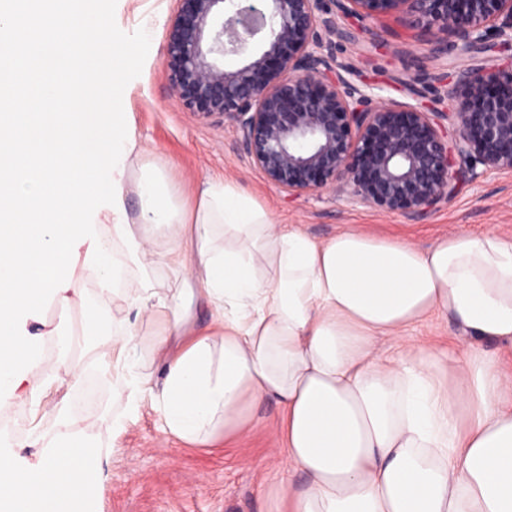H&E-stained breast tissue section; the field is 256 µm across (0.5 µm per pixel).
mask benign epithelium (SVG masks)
Returning <instances> with one entry per match:
<instances>
[{
    "instance_id": "obj_1",
    "label": "benign epithelium",
    "mask_w": 512,
    "mask_h": 512,
    "mask_svg": "<svg viewBox=\"0 0 512 512\" xmlns=\"http://www.w3.org/2000/svg\"><path fill=\"white\" fill-rule=\"evenodd\" d=\"M162 67L199 117L224 118L243 153L288 194L331 191L348 201L416 215L478 173L512 171V62L466 71L450 98L451 130L435 112L378 101L332 74L340 35L324 0H177ZM380 22L394 15L422 45L448 53L497 39L512 49V0H333ZM245 56L234 68L224 57Z\"/></svg>"
}]
</instances>
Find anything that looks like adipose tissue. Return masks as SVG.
Wrapping results in <instances>:
<instances>
[{"label":"adipose tissue","mask_w":512,"mask_h":512,"mask_svg":"<svg viewBox=\"0 0 512 512\" xmlns=\"http://www.w3.org/2000/svg\"><path fill=\"white\" fill-rule=\"evenodd\" d=\"M136 53L85 0H0V394L37 410L77 383L68 371L33 382L38 349L17 325L81 271L96 288L86 349L111 360L117 398L149 395L164 432L212 446L253 406H280L282 453L306 477L287 512H512V374L481 347L512 346V239L318 240L228 180L201 182L182 207L155 165L134 169L139 142L112 108ZM110 244L139 278L116 284ZM160 258L179 287L147 278ZM117 300L162 320L159 387L134 326L106 313ZM435 313L471 338L461 358L378 350ZM55 411L35 467L0 449V512H93L105 450L65 401Z\"/></svg>","instance_id":"adipose-tissue-1"}]
</instances>
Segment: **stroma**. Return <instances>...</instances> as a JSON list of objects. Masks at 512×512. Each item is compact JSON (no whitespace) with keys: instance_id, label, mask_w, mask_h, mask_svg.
Segmentation results:
<instances>
[{"instance_id":"stroma-1","label":"stroma","mask_w":512,"mask_h":512,"mask_svg":"<svg viewBox=\"0 0 512 512\" xmlns=\"http://www.w3.org/2000/svg\"><path fill=\"white\" fill-rule=\"evenodd\" d=\"M89 10L106 16L139 47V62L128 76V89L119 101L143 152L140 163L161 167L179 201L193 204L194 187L202 180L227 179L252 195L276 223L298 224L311 236L327 239L358 230L372 235L399 236L425 248L459 233L491 230L512 237V173L498 172L461 182L452 199L420 215L386 212L377 207L350 205L333 193L290 195L266 183L244 155L234 125L225 119H200L172 92L162 71L167 22L175 0H88ZM339 27L360 31L359 43L337 41L332 46L337 73L352 83L370 87L375 97L447 111L449 94L465 71L512 60V51L449 49L438 56L419 46L417 32L403 21H358L337 14ZM90 279L73 280L66 299H50L19 323L38 343L58 344L83 334L82 297L93 296ZM421 344L439 346L460 355L469 343L452 318L433 314L406 333ZM67 362L80 380L99 378L96 401L81 405L77 390L64 397L75 427L94 431L107 442L95 487V512H273L282 495L298 489L305 478L289 471L281 452V410L272 401L257 406L250 426L227 443L207 447L165 434L162 420L141 396L135 409L113 403L109 367L83 352ZM54 400L32 414L21 398L0 397V424L6 442L23 463L36 465L45 452L37 433L56 429Z\"/></svg>"}]
</instances>
